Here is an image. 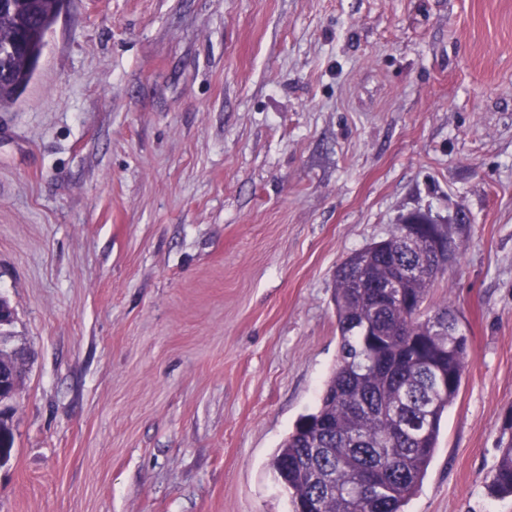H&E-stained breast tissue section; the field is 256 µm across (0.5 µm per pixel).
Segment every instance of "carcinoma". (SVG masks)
<instances>
[{
  "instance_id": "1",
  "label": "carcinoma",
  "mask_w": 512,
  "mask_h": 512,
  "mask_svg": "<svg viewBox=\"0 0 512 512\" xmlns=\"http://www.w3.org/2000/svg\"><path fill=\"white\" fill-rule=\"evenodd\" d=\"M56 0H13L0 10V105L33 75ZM419 256L398 236L348 256L336 268V366L317 409L297 422L270 467L292 506L319 512H405L433 459L441 422L462 385L469 340L444 303L426 305L431 283L403 275ZM397 281L390 297L382 286ZM15 446L13 419L0 420V464ZM494 496H512V438L489 476Z\"/></svg>"
}]
</instances>
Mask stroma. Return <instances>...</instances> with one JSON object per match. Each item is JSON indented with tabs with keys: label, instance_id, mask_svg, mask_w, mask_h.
<instances>
[{
	"label": "stroma",
	"instance_id": "35a3bbf8",
	"mask_svg": "<svg viewBox=\"0 0 512 512\" xmlns=\"http://www.w3.org/2000/svg\"><path fill=\"white\" fill-rule=\"evenodd\" d=\"M46 41L0 106V512H292L336 268L416 212L469 351L406 512H512V0H68ZM434 223L426 216L414 214L403 222L401 225V239L410 248H414L415 244L426 241L429 250L439 259L442 253L448 257V263L453 260V252L450 249L448 255V238L438 235L434 229ZM14 446L13 418H5L3 421L0 418V460L2 467L10 463L14 453ZM488 489L494 496H512V435L500 448L499 459L489 476Z\"/></svg>",
	"mask_w": 512,
	"mask_h": 512
}]
</instances>
